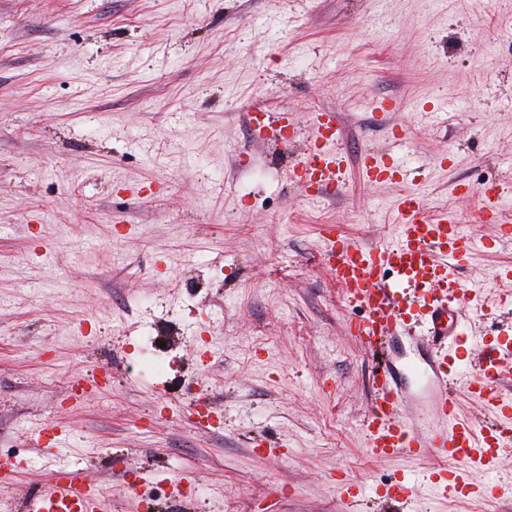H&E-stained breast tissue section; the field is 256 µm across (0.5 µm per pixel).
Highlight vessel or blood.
Instances as JSON below:
<instances>
[{
  "instance_id": "vessel-or-blood-1",
  "label": "vessel or blood",
  "mask_w": 512,
  "mask_h": 512,
  "mask_svg": "<svg viewBox=\"0 0 512 512\" xmlns=\"http://www.w3.org/2000/svg\"><path fill=\"white\" fill-rule=\"evenodd\" d=\"M258 128L270 129L279 147L292 144L287 113L260 112ZM314 139L293 165L290 174L305 189L339 188L346 171L330 123L324 113L312 115ZM362 169L372 183L402 186L393 207L398 236L390 243L363 245L326 229L325 259L336 274L350 307L360 314L354 335L385 363L374 368L372 411L366 423V446L372 456L387 459L429 453L439 459L427 487L438 498L463 491L489 501L493 483H470L471 470L496 471L503 454L512 448V398L501 390L506 368L512 366V338L481 358L464 331L465 291L458 276L464 252L472 240L456 216L429 213L415 189L416 169L368 151ZM478 217L487 220L498 206L496 184L475 188ZM465 376V390L493 418L485 425L463 417L455 398V380ZM421 386L434 401L435 422L421 427L406 415L411 385ZM410 477L392 481L381 498L406 501L419 492ZM100 478L91 467H65L55 473L47 492L33 496L28 512H100Z\"/></svg>"
}]
</instances>
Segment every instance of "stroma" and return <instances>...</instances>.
Returning a JSON list of instances; mask_svg holds the SVG:
<instances>
[{"label": "stroma", "mask_w": 512, "mask_h": 512, "mask_svg": "<svg viewBox=\"0 0 512 512\" xmlns=\"http://www.w3.org/2000/svg\"><path fill=\"white\" fill-rule=\"evenodd\" d=\"M260 110L291 114V151L256 140ZM317 110L347 172L313 199L288 170ZM368 149L419 167L429 209L475 237L465 314L474 348L494 345L512 328L495 279L512 267V0H0V462L30 461L0 512L52 483L40 422L97 470L102 512L168 502L172 476L192 482L182 512H353L337 480L369 494L435 470L365 448L375 359L322 261L321 225L398 233L400 188L365 180ZM486 181L500 203L477 223L458 186ZM103 366L111 387L69 404ZM204 397L220 427L198 424ZM494 478L479 507L423 489L393 512H512V453Z\"/></svg>", "instance_id": "obj_1"}]
</instances>
